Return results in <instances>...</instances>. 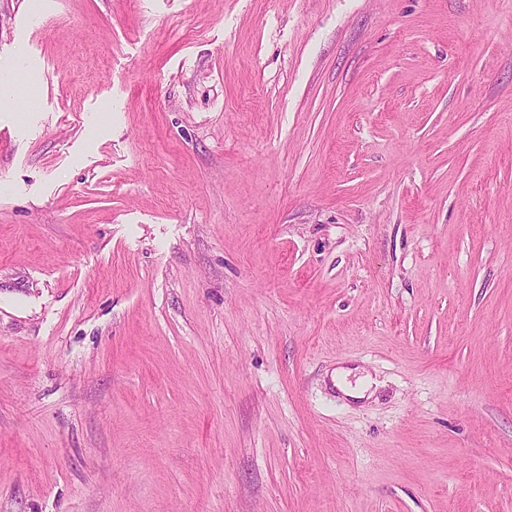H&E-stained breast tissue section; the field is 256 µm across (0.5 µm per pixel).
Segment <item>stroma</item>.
<instances>
[{"label": "stroma", "instance_id": "stroma-1", "mask_svg": "<svg viewBox=\"0 0 512 512\" xmlns=\"http://www.w3.org/2000/svg\"><path fill=\"white\" fill-rule=\"evenodd\" d=\"M1 86L0 512H512V0H0Z\"/></svg>", "mask_w": 512, "mask_h": 512}]
</instances>
